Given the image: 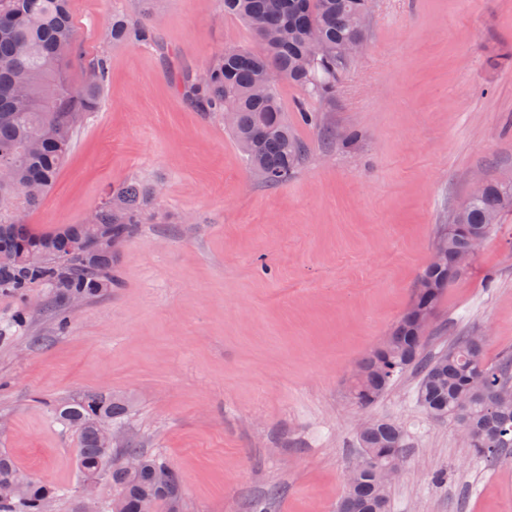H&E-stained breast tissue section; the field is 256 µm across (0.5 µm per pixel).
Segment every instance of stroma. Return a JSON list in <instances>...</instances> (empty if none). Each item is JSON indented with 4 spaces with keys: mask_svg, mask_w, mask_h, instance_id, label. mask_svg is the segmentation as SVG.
I'll return each mask as SVG.
<instances>
[{
    "mask_svg": "<svg viewBox=\"0 0 512 512\" xmlns=\"http://www.w3.org/2000/svg\"><path fill=\"white\" fill-rule=\"evenodd\" d=\"M81 57L107 56L98 112L77 130L52 188L23 223L79 224L129 180L162 187L81 307L46 289L0 294V451L77 512V433L53 404L125 398L123 435L173 468L183 512H337L363 424L405 434L389 512H512V460H475L459 424L416 402L403 373L373 404L349 395L360 362L411 305L418 278L477 180L512 177V0H374L366 46L334 95L288 125L306 148L277 185L251 178L224 126L175 90L186 69L250 30L223 0H71ZM148 18L156 43L113 45V11ZM67 319L60 330L59 319ZM465 336L487 362L512 354V211L445 291L423 357Z\"/></svg>",
    "mask_w": 512,
    "mask_h": 512,
    "instance_id": "35a3bbf8",
    "label": "stroma"
}]
</instances>
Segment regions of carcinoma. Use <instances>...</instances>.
<instances>
[{
    "mask_svg": "<svg viewBox=\"0 0 512 512\" xmlns=\"http://www.w3.org/2000/svg\"><path fill=\"white\" fill-rule=\"evenodd\" d=\"M372 0H224V12L252 33L254 48L230 47L215 52L200 71L186 70L183 97L200 112L233 113L227 124L249 173L265 184L288 180L305 154L288 127L279 93L287 82L308 99L325 101L347 71L352 58L341 47L364 38ZM104 39L115 44L153 43L147 18L130 21L112 14ZM76 49L70 0H0V167L9 182L0 184V293L23 297L47 288L59 304L74 297L92 300L112 288L115 243L124 242L157 204L161 190L127 182L110 189L90 221L38 232L16 215L19 205L33 207L52 186L77 127L100 107L108 79L105 56L87 63L83 86L71 89L64 72ZM512 209V179L490 182L462 208L463 226L448 227L440 246L447 253L428 264L418 280L414 300L385 345L360 363L350 386L352 400L368 406L409 367L420 370L416 399L435 418L450 417L473 434L469 447L478 460L512 453V400L502 397L512 383V357L497 364L484 359V342L465 336L440 355L420 357L423 333L410 316L435 312L454 277L457 255L471 235L489 237L490 217ZM124 400L110 393L88 392L60 403L54 415L78 430L77 461L83 480H107L117 489L112 501H81L78 512H144L164 506L181 512L183 487L176 471L145 455L124 439L105 447L100 428H120ZM361 453L370 461L356 484L346 489L338 512H386L378 498L379 473L403 453L406 438L396 425L372 422L359 433ZM13 458L0 453V489L21 479ZM58 490L31 482L23 498L0 494V512H44Z\"/></svg>",
    "mask_w": 512,
    "mask_h": 512,
    "instance_id": "obj_1",
    "label": "carcinoma"
}]
</instances>
